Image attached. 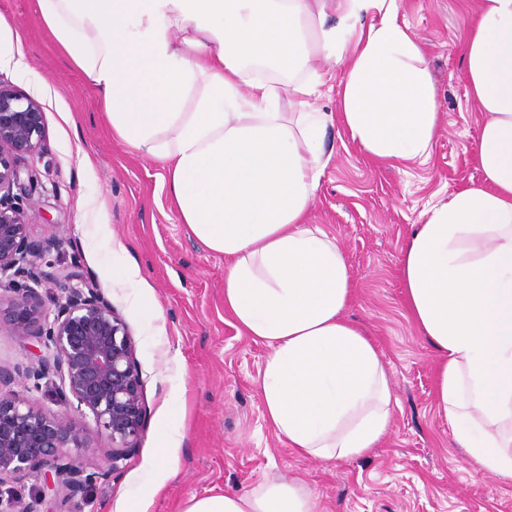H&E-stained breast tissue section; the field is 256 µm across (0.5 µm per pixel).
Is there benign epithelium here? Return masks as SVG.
<instances>
[{
	"label": "benign epithelium",
	"mask_w": 512,
	"mask_h": 512,
	"mask_svg": "<svg viewBox=\"0 0 512 512\" xmlns=\"http://www.w3.org/2000/svg\"><path fill=\"white\" fill-rule=\"evenodd\" d=\"M43 111L32 98L0 82V287L13 293L0 304V323L16 336H35L46 354L22 368L38 387L50 376L68 388L76 404L60 414L46 413L24 392L0 391V512H42L47 492L83 512L92 488L121 469L142 431V391L134 348L124 323L95 288L59 285L53 314L36 291L46 277L43 246L29 239L33 205L15 202L10 190L20 180L16 159L39 153ZM110 443L105 467L89 471L78 451L86 447V417ZM50 464L54 478L46 489L22 497L10 478Z\"/></svg>",
	"instance_id": "benign-epithelium-1"
}]
</instances>
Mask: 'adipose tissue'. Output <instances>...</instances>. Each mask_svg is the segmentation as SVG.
I'll return each mask as SVG.
<instances>
[{"mask_svg":"<svg viewBox=\"0 0 512 512\" xmlns=\"http://www.w3.org/2000/svg\"><path fill=\"white\" fill-rule=\"evenodd\" d=\"M35 13L114 134L162 163L180 222L228 259L224 307L268 349L257 386L278 435L321 461L369 454L396 399L374 343L345 315L342 251L306 218L335 122L377 159L430 154L439 103L400 0H35ZM456 39L482 115V181L425 212L402 283L440 357V415L478 473L512 484V0H479ZM1 67L38 80L0 14ZM331 80L334 114L318 105ZM184 512L317 504L305 485L273 479Z\"/></svg>","mask_w":512,"mask_h":512,"instance_id":"obj_1","label":"adipose tissue"}]
</instances>
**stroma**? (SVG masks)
Instances as JSON below:
<instances>
[{
    "instance_id": "35a3bbf8",
    "label": "stroma",
    "mask_w": 512,
    "mask_h": 512,
    "mask_svg": "<svg viewBox=\"0 0 512 512\" xmlns=\"http://www.w3.org/2000/svg\"><path fill=\"white\" fill-rule=\"evenodd\" d=\"M476 0H401L430 63L441 128L427 161L390 164L363 151L342 124L309 223L334 236L352 275L346 311L376 344L398 405L378 448L331 462L298 455L264 417L256 383L266 347L224 309L223 255L191 237L170 210L160 163L116 139L96 92L63 59L36 20L32 0H0L22 37L30 83L1 69L0 81L43 109L44 140L17 165L13 193L31 200L28 234L44 247V270L70 272L100 289L126 325L143 393V427L123 469L90 494L93 512H184L190 499L251 490L268 479L312 491L317 512H512V485L475 473L435 403L437 355L406 308L401 256L430 206L480 183L474 156L481 115L470 98L455 33ZM87 152L91 166L79 164ZM142 287L126 280L129 265ZM155 301L160 322L142 306ZM35 337L0 329V366L42 354ZM184 434L162 449L165 430Z\"/></svg>"
}]
</instances>
